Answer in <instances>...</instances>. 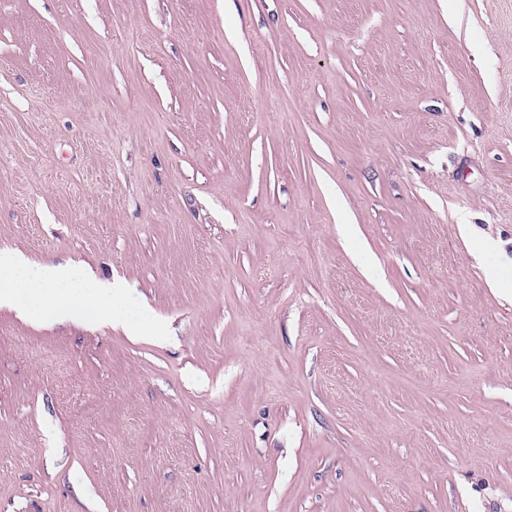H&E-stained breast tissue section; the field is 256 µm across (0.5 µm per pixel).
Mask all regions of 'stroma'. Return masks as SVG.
<instances>
[{
  "instance_id": "35a3bbf8",
  "label": "stroma",
  "mask_w": 512,
  "mask_h": 512,
  "mask_svg": "<svg viewBox=\"0 0 512 512\" xmlns=\"http://www.w3.org/2000/svg\"><path fill=\"white\" fill-rule=\"evenodd\" d=\"M4 248L144 331L0 307V512H512V0H0Z\"/></svg>"
}]
</instances>
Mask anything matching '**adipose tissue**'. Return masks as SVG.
Masks as SVG:
<instances>
[{
	"instance_id": "1",
	"label": "adipose tissue",
	"mask_w": 512,
	"mask_h": 512,
	"mask_svg": "<svg viewBox=\"0 0 512 512\" xmlns=\"http://www.w3.org/2000/svg\"><path fill=\"white\" fill-rule=\"evenodd\" d=\"M75 268L71 262L30 265L17 250L0 252V305L14 308L32 321L69 322L76 326L94 321L119 325L131 334L139 328L71 288Z\"/></svg>"
}]
</instances>
